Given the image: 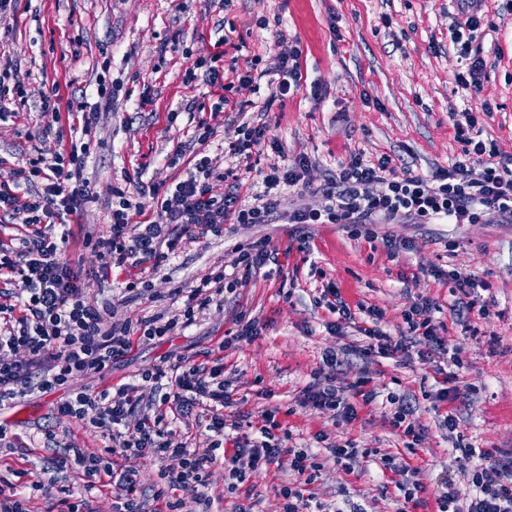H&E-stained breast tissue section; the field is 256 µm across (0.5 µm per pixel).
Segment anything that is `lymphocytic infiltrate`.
<instances>
[{"label": "lymphocytic infiltrate", "mask_w": 512, "mask_h": 512, "mask_svg": "<svg viewBox=\"0 0 512 512\" xmlns=\"http://www.w3.org/2000/svg\"><path fill=\"white\" fill-rule=\"evenodd\" d=\"M63 107L56 91L43 95L41 111L56 113ZM64 108L78 113L71 131L80 134L81 140L66 149L55 148L51 145L52 127L43 129L37 156L30 159L23 178L43 179L44 187L30 190L22 198L9 185L0 186V216L23 210L31 226L19 247L0 249V274L19 276L22 282L12 303L0 302V404L68 388L74 378L84 374L106 375L112 363L131 349L134 338H162L176 328L194 325L211 306H223L225 292L250 283L270 259L264 241L238 247L232 272L219 269L200 279L177 314L168 318L152 315L134 324L114 322L110 303L93 296L91 281H107L116 268L137 267L141 277L128 282L125 291L132 298H141L149 278L161 273L185 245L221 233L228 224L267 223L278 203L269 199L243 204L245 178L236 169L220 168L210 156L200 155L164 196L141 186L133 204L125 189L115 188L119 206L112 212L106 233L83 238V246L99 260L91 278H84L67 257L72 235L67 219L90 200L91 188L83 171L96 113L83 101ZM478 124L477 112H462L454 123L462 144L460 157L428 178L398 174L387 155L374 163L350 155L325 185V208L289 211V223L369 224L377 215L404 217L417 224L434 220L475 224L489 215L512 221V166L497 161L495 153L487 149ZM233 126L236 137L228 144L229 153L250 163L262 154L267 129L254 123L241 105L235 110ZM476 163L483 168L477 178L472 175ZM213 179L226 181L223 197L211 196L209 182ZM133 209L145 216L135 226L129 218ZM433 310L428 300L412 305L403 314L408 333L397 338L380 327L381 312L367 310L369 322L360 332L369 340L368 352L394 358L408 353L414 338L437 341ZM20 351L26 353V361L16 360ZM141 379L149 383L151 398L140 395L138 385L127 383L114 389L75 392L57 403L58 417L102 430L107 443L97 449L74 444L58 449L49 461L51 471H81L92 488L108 483L117 491L113 512H138L140 474L132 466L115 469L114 456L132 459L151 454L162 459L175 455L182 457V469L161 472V482L154 488L153 497L160 501L162 512H184L191 502L206 504L201 488L217 450L224 445L228 426L224 410L230 402L223 365L190 364L179 358L144 370ZM366 383L361 377L345 390L314 384L303 391L300 403L348 422L356 417L358 404H370L377 397L376 392L366 391ZM133 416L140 419L134 428L128 425ZM190 417L205 420L209 447L173 446L172 420ZM280 427L274 411L263 412L260 440L236 447L224 461L233 479L244 480L247 472L278 460L291 438ZM467 453L480 460L471 478L473 496L461 497L452 478H443L436 497L437 512H512V456L472 447ZM180 488L193 491L192 501L174 497V490Z\"/></svg>", "instance_id": "obj_1"}]
</instances>
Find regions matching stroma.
Returning <instances> with one entry per match:
<instances>
[{
  "mask_svg": "<svg viewBox=\"0 0 512 512\" xmlns=\"http://www.w3.org/2000/svg\"><path fill=\"white\" fill-rule=\"evenodd\" d=\"M485 18L470 48L486 67L480 93L462 89L455 77L467 60L451 31L462 21L460 0H22L18 12L0 25V64L11 63L27 77L23 100L8 104L0 117V182L16 185L44 126L69 136L68 116L41 114L43 93L58 87L62 100L94 95L98 79L112 82L116 94L98 114L84 175L97 196L70 216L75 237L69 255L75 267L98 266L84 249V234L105 233L112 220L113 185L124 176L141 177L166 191L182 177L198 149L228 166L224 140L232 136L233 116L225 101L255 104L254 117L281 144L289 158L307 157L310 190L280 186L279 218L271 224H228L221 236L190 244L151 282L150 296L123 298L138 268L114 270L107 286L115 297L112 318L137 322L174 314L173 289L191 288L214 267H231L233 248L258 238L268 241L273 260L245 287L225 293L224 304L174 335L133 344L108 378H79L97 391L106 383L133 381L143 369L177 356L209 355L224 366L232 393L228 415H246L260 425L264 410L278 408V420L292 433L290 447L306 448L320 464L311 484L301 485L287 457L248 474L236 491L226 488L223 463L209 473L212 512H280L282 486H304L326 512L360 506L364 512H396L399 483L407 466L420 468L426 490L411 512H435V491L452 476L460 492L470 490L477 461L455 451L433 398L434 367L455 372L459 433L479 449L512 453V223L491 218L478 224L376 223L367 233L349 224H308L284 220L297 206L320 209L321 189L336 165L352 153L377 160L390 155L398 171L418 175L448 167L461 154L451 113L487 104L482 138L500 161L512 162V0H485ZM300 49V88L279 96L275 73L279 35ZM238 46V69L261 57L265 75L231 90L204 78L186 82L200 57L219 50L221 39ZM213 130L205 145L194 142L199 123ZM406 240L409 251L390 255L385 239ZM307 250H300L299 241ZM455 268L489 283L486 313L458 318L447 278L437 270ZM333 283L350 308L378 309L391 335L406 333L402 313L424 299L436 305L443 348L425 364L428 351L417 340L416 355L395 359L364 356L368 340L352 324L332 330L335 319L320 304L322 285ZM256 323V336L236 339L235 314ZM336 354L339 365L325 358ZM458 363H451V356ZM380 395L394 394L413 406L425 429L416 450L403 447L385 418L381 403L358 409L349 423L300 406L301 391L314 381L348 386L359 377ZM59 393L35 394L0 407V426L16 433L18 446L0 453V470L38 474L51 455L40 432L56 426L60 442L99 448L101 434L75 419L56 420ZM353 441L360 448L394 454V468L357 462L353 473L337 463L333 445Z\"/></svg>",
  "mask_w": 512,
  "mask_h": 512,
  "instance_id": "1",
  "label": "stroma"
}]
</instances>
